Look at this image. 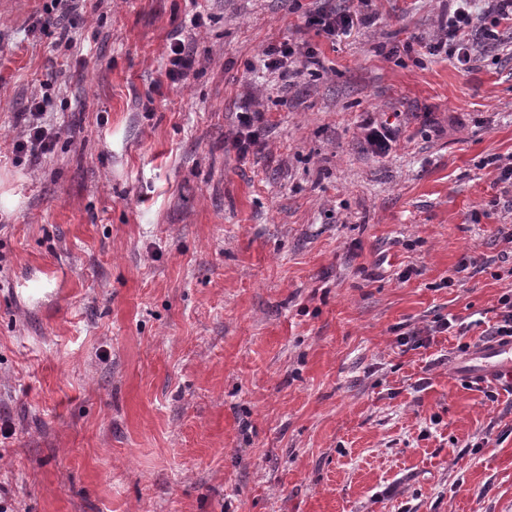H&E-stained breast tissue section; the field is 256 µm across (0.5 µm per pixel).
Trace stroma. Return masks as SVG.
<instances>
[{"label": "stroma", "instance_id": "35a3bbf8", "mask_svg": "<svg viewBox=\"0 0 512 512\" xmlns=\"http://www.w3.org/2000/svg\"><path fill=\"white\" fill-rule=\"evenodd\" d=\"M51 2L0 0V507L512 512V393L457 374L512 289V22L464 71L426 49L451 0H105L67 52ZM285 41L316 61L284 88ZM46 16L39 19L40 27L43 31H56L57 33V45L60 47L68 48L72 42V36L70 35L71 27H68L64 23V17L62 14L47 10L44 13ZM312 23L317 27L319 33L334 39L336 36L350 35L354 26L353 18L350 15L336 13V11L322 12L312 19ZM181 35V32L175 31L168 46L169 67L166 70V77L173 85L185 84L199 65V60L187 51L185 40L178 38ZM44 97L34 98L29 112H22L20 119V133L14 143L15 151L28 153L32 165L46 155L53 144L57 132H51L43 123ZM263 111L255 109L252 111L242 112L240 116V131L231 140V148L235 150L240 157H246L259 145L260 140V124L263 121ZM366 130L365 141L376 153H385L388 151L392 143L396 142L397 131L389 123L372 122L364 127Z\"/></svg>", "mask_w": 512, "mask_h": 512}]
</instances>
